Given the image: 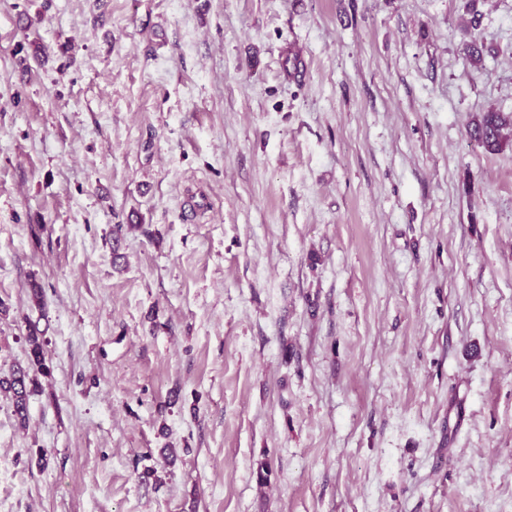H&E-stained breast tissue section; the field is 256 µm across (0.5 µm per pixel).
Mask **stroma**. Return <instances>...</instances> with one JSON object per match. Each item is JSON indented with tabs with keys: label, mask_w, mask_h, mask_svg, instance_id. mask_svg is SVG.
Instances as JSON below:
<instances>
[{
	"label": "stroma",
	"mask_w": 512,
	"mask_h": 512,
	"mask_svg": "<svg viewBox=\"0 0 512 512\" xmlns=\"http://www.w3.org/2000/svg\"><path fill=\"white\" fill-rule=\"evenodd\" d=\"M490 106L512 0H0V512H512ZM37 379L30 376L29 368L16 367L11 378H0V389L11 393L14 411L21 422H25L28 413V399L31 391L36 387Z\"/></svg>",
	"instance_id": "1"
}]
</instances>
